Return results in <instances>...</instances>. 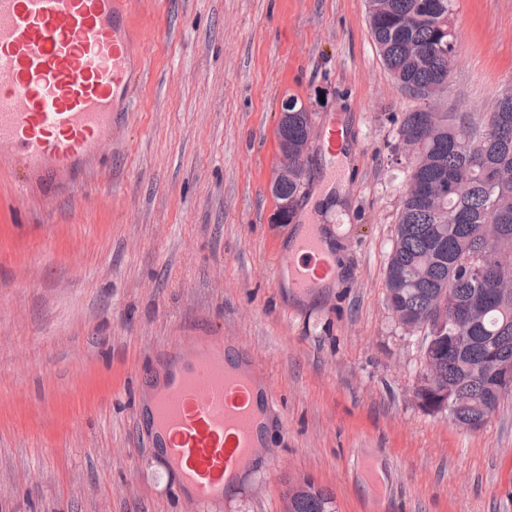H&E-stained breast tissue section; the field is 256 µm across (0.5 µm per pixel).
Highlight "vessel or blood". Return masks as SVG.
<instances>
[{
    "instance_id": "obj_1",
    "label": "vessel or blood",
    "mask_w": 512,
    "mask_h": 512,
    "mask_svg": "<svg viewBox=\"0 0 512 512\" xmlns=\"http://www.w3.org/2000/svg\"><path fill=\"white\" fill-rule=\"evenodd\" d=\"M134 0H0V162L23 173L22 190L46 174L93 162L115 116L131 111L145 60L136 51ZM281 265L307 289L332 264L315 228ZM228 345L174 350L160 394L141 410L154 447L189 497L223 502L228 483L264 445L260 413L275 407L252 358L226 364Z\"/></svg>"
}]
</instances>
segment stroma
I'll use <instances>...</instances> for the list:
<instances>
[{
	"label": "stroma",
	"instance_id": "obj_1",
	"mask_svg": "<svg viewBox=\"0 0 512 512\" xmlns=\"http://www.w3.org/2000/svg\"><path fill=\"white\" fill-rule=\"evenodd\" d=\"M147 65L91 168L22 194L0 168V512H512V394L481 428L428 410L424 338L386 300L418 105L379 56L366 0H138ZM445 109L512 86V0H454ZM344 116V196L318 201L314 138L293 217L272 183L281 103ZM318 225L343 271L300 293L277 267ZM239 344L277 395L274 428L220 510L189 501L137 414L168 343ZM386 478L371 484L365 460ZM333 497L327 491L308 487L288 494V512H332Z\"/></svg>",
	"mask_w": 512,
	"mask_h": 512
}]
</instances>
